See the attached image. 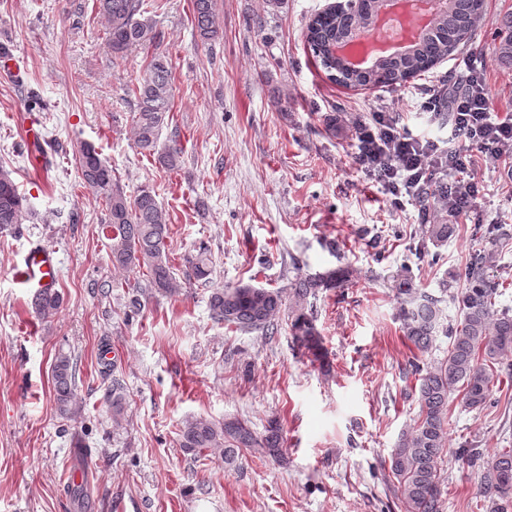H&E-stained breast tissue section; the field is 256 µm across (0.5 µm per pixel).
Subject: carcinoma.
<instances>
[{"label": "carcinoma", "mask_w": 512, "mask_h": 512, "mask_svg": "<svg viewBox=\"0 0 512 512\" xmlns=\"http://www.w3.org/2000/svg\"><path fill=\"white\" fill-rule=\"evenodd\" d=\"M97 13L105 20L106 41L112 58L155 45L160 40L153 13L161 0H96ZM380 0H367L362 12L353 16L342 9H327L309 22L308 48L328 78L346 87L401 86L410 79L434 68L448 54L468 44L474 21L481 16L483 0H448V12L439 18L421 43L402 58L382 57L365 71L345 67L344 60L330 53L337 39L355 30L374 29L376 7ZM192 25L196 37L204 44L224 38L219 22L218 0H192ZM496 60L512 67V13L496 19L494 27ZM136 105L132 116L135 143L140 153L154 157L161 167L175 171L182 163L183 148L173 139L158 148L161 132L171 121L173 107V67L169 55L154 50L147 58L144 74L131 88ZM75 162L85 184L103 197L107 211L112 266L127 274L140 275L158 293L175 294L179 284L172 275L166 254L170 218L157 200L155 189L144 184L129 194L119 177L95 147L82 143L75 151ZM445 183L434 179L427 185L423 220L425 237L436 247L448 242L453 227L447 223L448 212L441 202ZM28 209L27 197L19 192L9 173L0 170V229L23 223ZM496 251L492 248L473 252L466 263L465 287L452 292L461 310V320L450 327L448 354L426 363L423 357L433 350L442 327L441 298L417 291L411 280L396 284L400 300L399 319L404 338L413 345L409 360L416 380L418 413L409 430L403 433L390 453V472L396 479L402 512H441L443 479L438 462L447 447L448 402L462 393L465 407L482 410L495 404L492 391L496 381L495 365L512 350V312L496 307L501 283L490 277ZM185 280L205 284L213 272L208 247L201 243L183 258ZM338 272L327 270L309 275L298 273L289 281L288 317L290 331L297 346L321 358V340L307 312L309 298L319 290L336 284ZM283 306L277 289L240 282L213 292L209 312L217 323L243 332L273 334ZM61 307L57 293L41 294L35 301L37 316L48 319ZM76 369L70 358L61 356L53 368L54 399L60 416L70 417L74 399ZM128 394L122 382L112 379L109 399L112 420L124 417ZM180 447L198 453L205 449L223 450L224 467L238 464L246 451L284 459V439L280 425L273 419L265 432L256 433L245 420L216 421L205 417L188 420L180 430ZM472 465L481 468L477 494L488 501L490 512H504L512 502V449H503L486 459L477 448L463 450Z\"/></svg>", "instance_id": "1"}]
</instances>
